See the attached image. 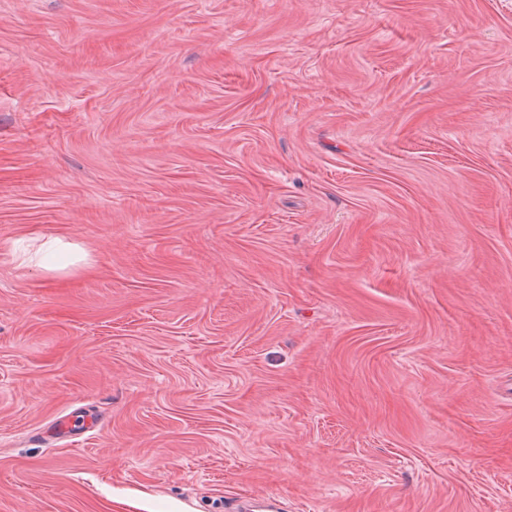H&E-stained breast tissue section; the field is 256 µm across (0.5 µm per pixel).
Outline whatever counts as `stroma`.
Masks as SVG:
<instances>
[{
    "mask_svg": "<svg viewBox=\"0 0 512 512\" xmlns=\"http://www.w3.org/2000/svg\"><path fill=\"white\" fill-rule=\"evenodd\" d=\"M270 499L512 512V0H0V512ZM44 244H48L47 249L57 259V264L55 265L41 264L47 270L63 269L87 257V254L79 247L63 242L60 238L51 239Z\"/></svg>",
    "mask_w": 512,
    "mask_h": 512,
    "instance_id": "35a3bbf8",
    "label": "stroma"
}]
</instances>
